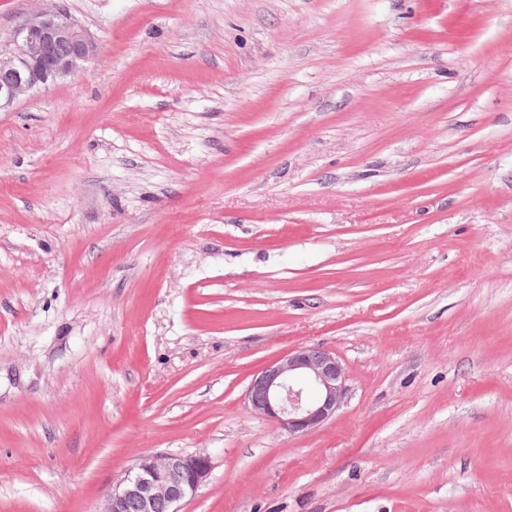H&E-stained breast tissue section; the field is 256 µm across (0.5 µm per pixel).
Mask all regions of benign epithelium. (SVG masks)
Instances as JSON below:
<instances>
[{"label":"benign epithelium","instance_id":"1","mask_svg":"<svg viewBox=\"0 0 512 512\" xmlns=\"http://www.w3.org/2000/svg\"><path fill=\"white\" fill-rule=\"evenodd\" d=\"M14 42L16 48L0 51V109L77 74L97 53L89 32L59 8L30 15ZM346 380L336 354L305 345L256 371L245 399L252 413L276 422L288 436H304L335 416ZM210 470L206 455L143 454L113 486L101 512H180Z\"/></svg>","mask_w":512,"mask_h":512}]
</instances>
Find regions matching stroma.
<instances>
[{"mask_svg":"<svg viewBox=\"0 0 512 512\" xmlns=\"http://www.w3.org/2000/svg\"><path fill=\"white\" fill-rule=\"evenodd\" d=\"M85 76L0 110V512H512V0H54ZM316 345L334 418L251 376ZM346 380L336 354L305 345L256 371L245 399L252 413L276 422L288 436H304L335 416L346 393ZM210 470L206 455L143 454L113 486L101 512H180Z\"/></svg>","mask_w":512,"mask_h":512,"instance_id":"stroma-1","label":"stroma"}]
</instances>
